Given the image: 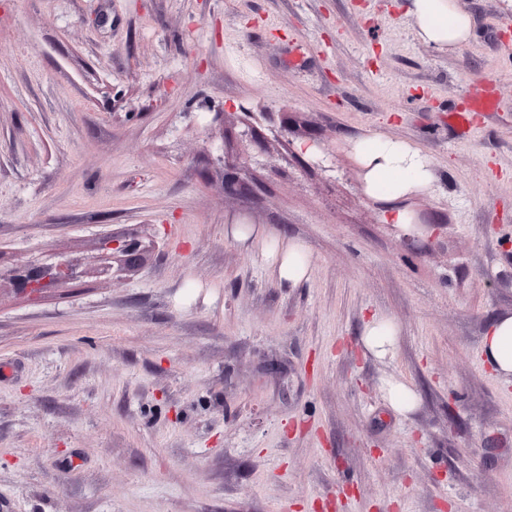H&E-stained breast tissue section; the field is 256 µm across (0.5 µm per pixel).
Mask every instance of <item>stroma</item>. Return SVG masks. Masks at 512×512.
I'll list each match as a JSON object with an SVG mask.
<instances>
[{
    "instance_id": "1",
    "label": "stroma",
    "mask_w": 512,
    "mask_h": 512,
    "mask_svg": "<svg viewBox=\"0 0 512 512\" xmlns=\"http://www.w3.org/2000/svg\"><path fill=\"white\" fill-rule=\"evenodd\" d=\"M402 2L0 0V269H84L0 288V512H512V383L480 357L512 313V0H458L453 53ZM369 131L428 155L424 236L363 192ZM236 223L304 243L308 279ZM76 270L75 261L67 256H58L53 263L31 260L23 267L14 269L7 274L0 272L1 282L5 278L12 290L26 298L41 294L50 284H59L70 279ZM62 273V275H61ZM362 336L367 351L384 357L395 343L396 327L390 319L373 316L366 323ZM387 400L394 411L405 414L414 407L415 396L404 385L392 382L388 386Z\"/></svg>"
}]
</instances>
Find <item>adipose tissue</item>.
<instances>
[{
	"label": "adipose tissue",
	"mask_w": 512,
	"mask_h": 512,
	"mask_svg": "<svg viewBox=\"0 0 512 512\" xmlns=\"http://www.w3.org/2000/svg\"><path fill=\"white\" fill-rule=\"evenodd\" d=\"M405 14L417 40L440 52L460 49L473 36L472 19L459 8L457 0H408ZM351 150L364 192L390 203L393 223L407 235L417 233L416 218L404 202L433 184L432 169L422 148L369 133L352 140ZM265 256L279 280L295 286L306 279L309 259L300 241L271 240ZM481 355L491 371L512 378V314L492 319L482 339Z\"/></svg>",
	"instance_id": "obj_1"
}]
</instances>
